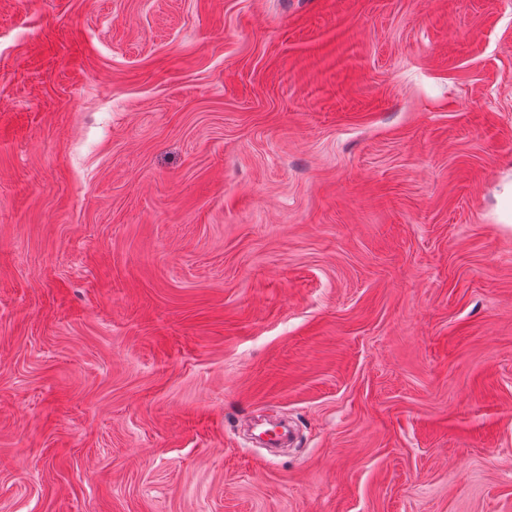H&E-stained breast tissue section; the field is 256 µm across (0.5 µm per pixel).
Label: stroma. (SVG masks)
I'll list each match as a JSON object with an SVG mask.
<instances>
[{
  "instance_id": "35a3bbf8",
  "label": "stroma",
  "mask_w": 512,
  "mask_h": 512,
  "mask_svg": "<svg viewBox=\"0 0 512 512\" xmlns=\"http://www.w3.org/2000/svg\"><path fill=\"white\" fill-rule=\"evenodd\" d=\"M0 512H512V0H0Z\"/></svg>"
}]
</instances>
